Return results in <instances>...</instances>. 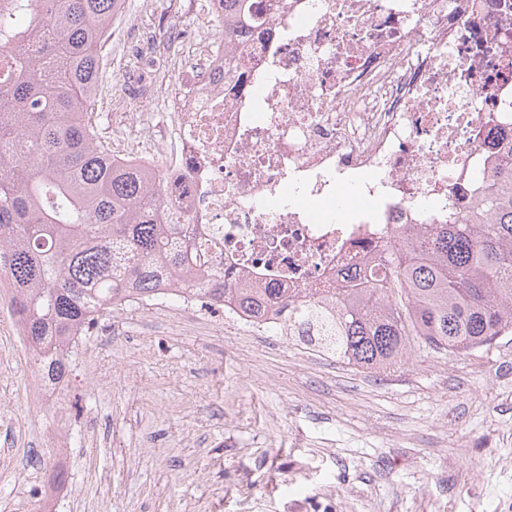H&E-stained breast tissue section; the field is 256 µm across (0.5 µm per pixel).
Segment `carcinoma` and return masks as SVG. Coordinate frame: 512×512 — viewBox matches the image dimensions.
I'll use <instances>...</instances> for the list:
<instances>
[{"label":"carcinoma","instance_id":"carcinoma-1","mask_svg":"<svg viewBox=\"0 0 512 512\" xmlns=\"http://www.w3.org/2000/svg\"><path fill=\"white\" fill-rule=\"evenodd\" d=\"M252 0H224V47ZM122 0H0V262L8 306L47 375L69 371L75 337L128 298L151 299L167 275L209 306L249 313L265 293L203 273L183 214L146 168L122 164L92 121L103 51ZM423 252L386 249L390 278L353 288L326 313L288 311L320 329L324 352L384 372L415 346L471 351L512 331V159L461 224H433Z\"/></svg>","mask_w":512,"mask_h":512}]
</instances>
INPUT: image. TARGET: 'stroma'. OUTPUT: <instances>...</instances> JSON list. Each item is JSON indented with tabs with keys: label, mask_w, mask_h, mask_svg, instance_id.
<instances>
[{
	"label": "stroma",
	"mask_w": 512,
	"mask_h": 512,
	"mask_svg": "<svg viewBox=\"0 0 512 512\" xmlns=\"http://www.w3.org/2000/svg\"><path fill=\"white\" fill-rule=\"evenodd\" d=\"M198 0H124L98 131L126 149L179 95ZM68 496L58 512H512V333L459 355L422 348L384 373L243 334L221 310L116 308L70 356ZM28 353L0 320V512H39Z\"/></svg>",
	"instance_id": "obj_1"
}]
</instances>
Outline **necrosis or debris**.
<instances>
[{
	"mask_svg": "<svg viewBox=\"0 0 512 512\" xmlns=\"http://www.w3.org/2000/svg\"><path fill=\"white\" fill-rule=\"evenodd\" d=\"M254 5L232 67L218 39L183 63L169 159L121 158L155 168L201 270L268 289L260 313L224 304L226 321L293 337L285 300L364 287L390 244L464 221L512 154V0ZM34 386L59 411L43 461L63 466L72 380Z\"/></svg>",
	"mask_w": 512,
	"mask_h": 512,
	"instance_id": "4bbe7bcc",
	"label": "necrosis or debris"
}]
</instances>
